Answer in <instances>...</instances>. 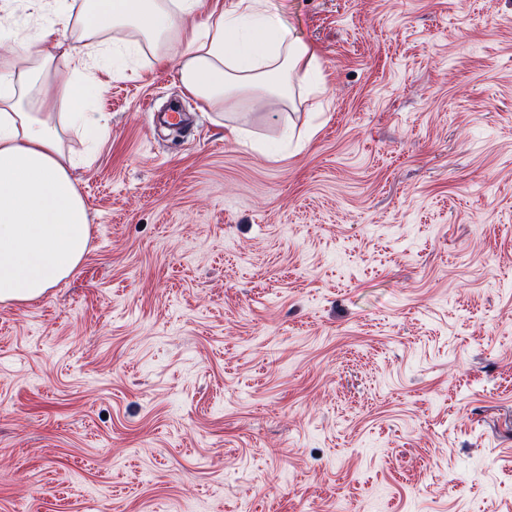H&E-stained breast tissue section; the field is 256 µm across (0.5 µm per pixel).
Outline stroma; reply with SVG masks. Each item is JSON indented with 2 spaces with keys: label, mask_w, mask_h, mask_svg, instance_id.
<instances>
[{
  "label": "stroma",
  "mask_w": 512,
  "mask_h": 512,
  "mask_svg": "<svg viewBox=\"0 0 512 512\" xmlns=\"http://www.w3.org/2000/svg\"><path fill=\"white\" fill-rule=\"evenodd\" d=\"M269 4L293 105L95 62L88 250L0 302V512H512V0Z\"/></svg>",
  "instance_id": "35a3bbf8"
}]
</instances>
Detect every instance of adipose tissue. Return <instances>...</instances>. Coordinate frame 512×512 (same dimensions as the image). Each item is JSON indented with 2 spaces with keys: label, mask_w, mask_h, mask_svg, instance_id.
I'll use <instances>...</instances> for the list:
<instances>
[{
  "label": "adipose tissue",
  "mask_w": 512,
  "mask_h": 512,
  "mask_svg": "<svg viewBox=\"0 0 512 512\" xmlns=\"http://www.w3.org/2000/svg\"><path fill=\"white\" fill-rule=\"evenodd\" d=\"M202 0H93L82 14L79 44L53 28L21 43L20 57L0 60V302L40 298L69 277L88 246L87 207L63 150L62 128L97 142L103 125L86 106L96 92L81 75L84 55L114 33L123 49L177 56L184 91L205 106L267 95L289 103L296 83L315 79L316 54L295 39L268 0H232L202 11ZM63 93L61 119L37 112L32 97Z\"/></svg>",
  "instance_id": "1"
}]
</instances>
